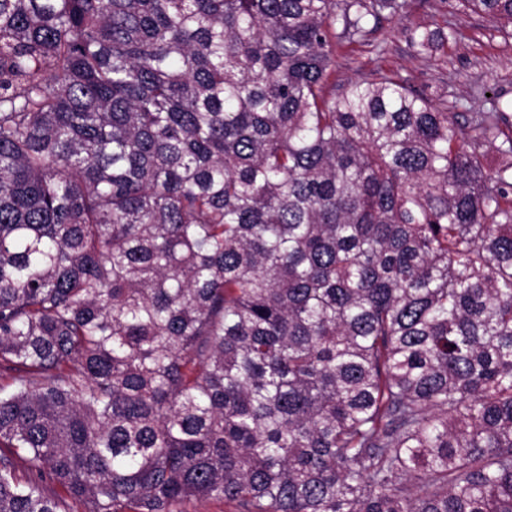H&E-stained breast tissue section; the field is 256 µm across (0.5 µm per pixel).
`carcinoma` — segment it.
Masks as SVG:
<instances>
[{"mask_svg":"<svg viewBox=\"0 0 512 512\" xmlns=\"http://www.w3.org/2000/svg\"><path fill=\"white\" fill-rule=\"evenodd\" d=\"M409 5L0 0V512H512V102L325 91Z\"/></svg>","mask_w":512,"mask_h":512,"instance_id":"carcinoma-1","label":"carcinoma"}]
</instances>
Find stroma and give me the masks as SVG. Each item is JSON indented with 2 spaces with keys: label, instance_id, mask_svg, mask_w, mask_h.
<instances>
[{
  "label": "stroma",
  "instance_id": "stroma-1",
  "mask_svg": "<svg viewBox=\"0 0 512 512\" xmlns=\"http://www.w3.org/2000/svg\"><path fill=\"white\" fill-rule=\"evenodd\" d=\"M419 26L434 31L451 27L459 37L417 57L407 37ZM378 67L396 72L452 112L486 111L494 93L512 100V38L480 15L447 13L440 0H411L405 13L382 19L364 43L341 49L327 90L342 91Z\"/></svg>",
  "mask_w": 512,
  "mask_h": 512
}]
</instances>
